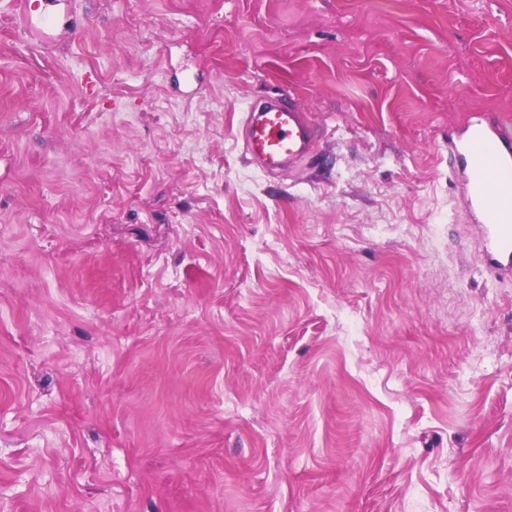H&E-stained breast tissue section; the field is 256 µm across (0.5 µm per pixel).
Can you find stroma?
Segmentation results:
<instances>
[{
    "label": "stroma",
    "mask_w": 512,
    "mask_h": 512,
    "mask_svg": "<svg viewBox=\"0 0 512 512\" xmlns=\"http://www.w3.org/2000/svg\"><path fill=\"white\" fill-rule=\"evenodd\" d=\"M476 115L512 0H0V512H512ZM248 113L244 149L249 160L277 174L314 155L313 124L294 102L271 99Z\"/></svg>",
    "instance_id": "stroma-1"
}]
</instances>
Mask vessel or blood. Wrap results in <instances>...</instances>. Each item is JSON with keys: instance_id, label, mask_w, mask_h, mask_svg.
<instances>
[{"instance_id": "obj_1", "label": "vessel or blood", "mask_w": 512, "mask_h": 512, "mask_svg": "<svg viewBox=\"0 0 512 512\" xmlns=\"http://www.w3.org/2000/svg\"><path fill=\"white\" fill-rule=\"evenodd\" d=\"M244 149L266 173H279L313 156V125L294 102L270 100L249 113ZM448 162L450 175L462 179L491 267L512 271V139L492 124L470 123L450 145Z\"/></svg>"}]
</instances>
